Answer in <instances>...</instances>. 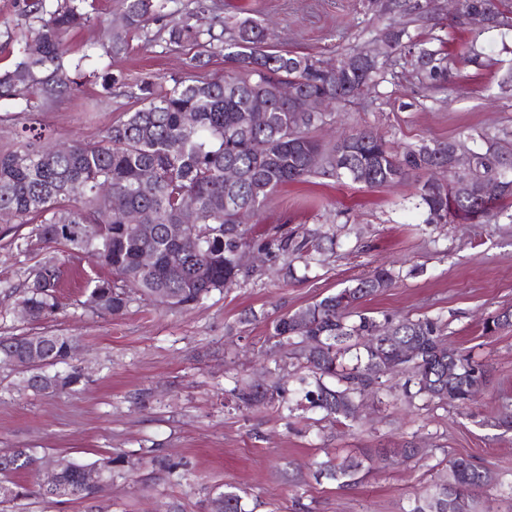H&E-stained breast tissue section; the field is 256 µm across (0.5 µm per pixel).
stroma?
<instances>
[{"instance_id": "35a3bbf8", "label": "stroma", "mask_w": 512, "mask_h": 512, "mask_svg": "<svg viewBox=\"0 0 512 512\" xmlns=\"http://www.w3.org/2000/svg\"><path fill=\"white\" fill-rule=\"evenodd\" d=\"M168 0L178 16L197 12L202 28L221 31L240 13L269 24L273 46L336 61L355 48L375 49L390 24L415 41L440 48L448 79L422 85L405 47L386 53L385 80L375 93L337 108L314 131L326 142L368 129L395 146L457 140L483 148L485 138L512 145V29L477 34L448 0ZM29 0H0V69L13 68L37 21ZM94 23L66 37L71 59L86 58L79 91L45 102L40 96L0 98V148L12 145L22 124H41L55 141L98 140L123 113L136 109L129 86L151 75L188 73L193 46L169 43L162 23L126 37L119 57L106 52L123 0H88ZM123 84L105 91L103 74ZM424 174L392 187H367L314 176L277 190L253 217L258 230H327L340 225L336 253L325 264L297 270L294 278L265 267L239 284L213 292L198 307L164 311L132 302L116 316L82 309L78 286L87 259L61 253L63 307L33 322L0 292V335L54 333L76 337L71 365L81 379L71 389H24L18 371L0 368V452L29 448L35 455L90 463L110 454L118 462L99 501L105 512H158L169 503L205 512L207 500L238 488L252 512H408L413 499L448 460L465 456L489 468L495 482L491 512H512V431L497 427L512 409V326L484 333L487 314L512 310V217L486 224H429L418 208ZM30 225L0 221V288L19 284L39 258L38 248L18 253ZM400 269L392 288L367 297L361 310L376 319L441 318L448 345L484 366L487 383L467 409L429 408L403 395L368 397L359 423L347 427L320 412L237 409L224 393L231 378L263 379L293 390L296 377L276 370L279 353L271 320L351 286L377 265ZM416 440L427 450L418 461H374L357 483L315 479L325 455L358 457L375 448ZM168 455L180 476L161 479L150 460ZM43 473L19 480L29 494L6 512H90L71 496L39 495Z\"/></svg>"}]
</instances>
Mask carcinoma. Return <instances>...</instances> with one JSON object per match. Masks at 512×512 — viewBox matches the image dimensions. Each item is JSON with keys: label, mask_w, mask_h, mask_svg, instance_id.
Listing matches in <instances>:
<instances>
[{"label": "carcinoma", "mask_w": 512, "mask_h": 512, "mask_svg": "<svg viewBox=\"0 0 512 512\" xmlns=\"http://www.w3.org/2000/svg\"><path fill=\"white\" fill-rule=\"evenodd\" d=\"M83 0H56L55 8L39 17L31 39L36 55L24 53L14 67L0 72V97L23 96L36 89L49 101L80 86V64L65 62V36L89 24L91 15ZM463 15L478 13L505 17L506 0H460ZM166 0H125V8L107 53L126 50L121 33L140 31L167 17ZM187 12L166 24L171 44L199 48L189 68L201 69L208 57L224 55V75L200 78L173 76L165 82L145 77L132 97L139 107L110 125L94 142L76 141L65 154L42 128L22 127L20 141L0 150V218L9 215L18 224L32 225L31 236L45 252L24 271L12 288L17 302L26 307L28 319L40 320L60 308L61 263L57 250L82 255L112 277L87 278L82 308L96 315L122 313L136 300L167 310L195 308L215 291L249 277L252 269L242 259L250 251L265 252L281 263L285 275L294 277L293 261L305 265L325 261L322 248L309 250L308 239L295 231L273 227L257 235L254 225L241 224L237 212L263 208L280 187L311 176L349 179L368 187L403 181L410 173H429L446 157L448 144L423 143L403 152L377 135L356 130L328 148L310 136L328 112H301L283 94L293 87L303 99L318 98L329 109L347 106L378 85L383 63H353L339 72L315 55H293L268 45V28L246 16L236 19L220 34L202 30ZM417 49L416 74L422 83L435 84L447 76L446 57L434 49L417 47L404 28L389 29L383 42ZM263 100L267 118L261 125L247 122L252 103ZM193 128H184L187 114ZM320 155L321 164L310 168L306 153ZM475 167L468 173L448 174V182L474 179L506 167L493 145L474 153ZM239 177L224 183V168ZM154 173L144 186L141 174ZM418 206L426 222L483 224L495 212L512 207V195L489 205L460 200L438 185L420 189ZM192 209L196 222L184 223ZM150 253L153 262L142 263ZM400 274L379 265L352 286L328 295L294 313H282L271 322L270 336L284 355L301 371V398L292 401L285 390L237 380L228 390L240 409L255 406L293 412L307 402L309 408L334 422H357V408L368 393L378 394L390 375H403L404 396L428 406L465 408L475 387L485 382L486 371L457 350L448 348L444 324L438 318H384L392 334L380 336L379 322L358 311L362 301L392 287ZM47 359L37 369L24 367L32 348ZM77 349L73 336L52 333L0 336V364L13 365L24 374L23 385L34 392L56 391L76 384L80 374L61 372ZM119 459L104 457L93 464L74 462L60 470L59 485L70 494L95 501L103 489L85 486L87 469L112 474ZM50 459L35 456L28 448L0 453V504L27 495L11 476L29 467L47 465ZM316 474L349 483L364 468V460L332 457L315 462ZM487 471L466 457H456L437 472L408 512H483L480 492L487 488ZM208 512H250L243 496L225 490L209 500Z\"/></svg>", "instance_id": "1"}]
</instances>
